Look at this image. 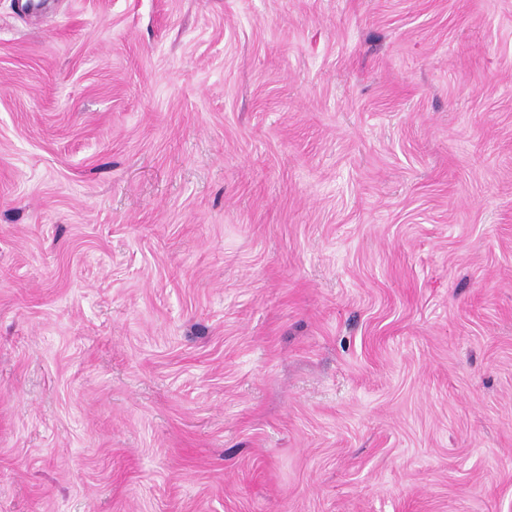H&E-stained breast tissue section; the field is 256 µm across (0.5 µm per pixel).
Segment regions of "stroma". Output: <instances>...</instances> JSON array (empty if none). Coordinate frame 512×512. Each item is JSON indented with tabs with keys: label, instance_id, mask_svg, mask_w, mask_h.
Here are the masks:
<instances>
[{
	"label": "stroma",
	"instance_id": "obj_1",
	"mask_svg": "<svg viewBox=\"0 0 512 512\" xmlns=\"http://www.w3.org/2000/svg\"><path fill=\"white\" fill-rule=\"evenodd\" d=\"M0 512H512V0H0Z\"/></svg>",
	"mask_w": 512,
	"mask_h": 512
}]
</instances>
